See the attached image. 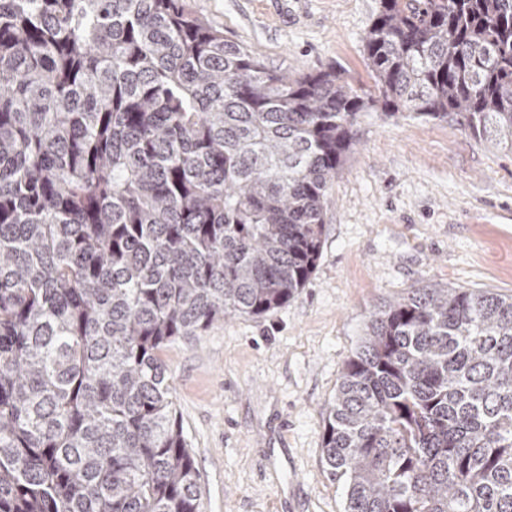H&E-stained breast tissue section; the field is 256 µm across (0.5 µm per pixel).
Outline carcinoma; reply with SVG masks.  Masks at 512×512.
Returning a JSON list of instances; mask_svg holds the SVG:
<instances>
[{"label": "carcinoma", "instance_id": "carcinoma-1", "mask_svg": "<svg viewBox=\"0 0 512 512\" xmlns=\"http://www.w3.org/2000/svg\"><path fill=\"white\" fill-rule=\"evenodd\" d=\"M374 91L187 0H0V512H201L161 351L310 279L369 108L512 148V0H381ZM344 512H512V296L416 288L328 403Z\"/></svg>", "mask_w": 512, "mask_h": 512}]
</instances>
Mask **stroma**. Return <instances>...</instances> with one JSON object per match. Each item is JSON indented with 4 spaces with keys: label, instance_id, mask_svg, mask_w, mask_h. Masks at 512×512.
<instances>
[{
    "label": "stroma",
    "instance_id": "35a3bbf8",
    "mask_svg": "<svg viewBox=\"0 0 512 512\" xmlns=\"http://www.w3.org/2000/svg\"><path fill=\"white\" fill-rule=\"evenodd\" d=\"M225 38L291 74L334 65L372 90L365 36L380 0H189ZM300 294L163 352L202 512H343L322 463L327 405L371 313L437 285L512 295V149L455 119L371 109L326 196Z\"/></svg>",
    "mask_w": 512,
    "mask_h": 512
}]
</instances>
